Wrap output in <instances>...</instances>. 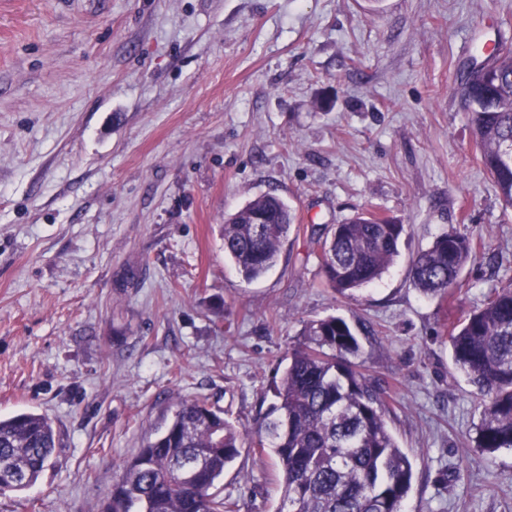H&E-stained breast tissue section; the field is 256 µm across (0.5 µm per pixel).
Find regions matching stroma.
Masks as SVG:
<instances>
[{
  "mask_svg": "<svg viewBox=\"0 0 512 512\" xmlns=\"http://www.w3.org/2000/svg\"><path fill=\"white\" fill-rule=\"evenodd\" d=\"M498 40L512 0H0V416L47 414L58 438L0 512H95L183 399L254 430L305 324L330 315L393 390L405 512H512V449L477 448L447 339L512 284V213L457 94ZM264 194L296 220L249 281L221 226ZM365 210L406 232L345 298L317 240ZM452 231L484 253L450 298L424 297L412 262ZM219 487L236 512H275L280 468L244 447Z\"/></svg>",
  "mask_w": 512,
  "mask_h": 512,
  "instance_id": "obj_1",
  "label": "stroma"
}]
</instances>
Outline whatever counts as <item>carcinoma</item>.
Instances as JSON below:
<instances>
[{"instance_id": "cac0c4a2", "label": "carcinoma", "mask_w": 512, "mask_h": 512, "mask_svg": "<svg viewBox=\"0 0 512 512\" xmlns=\"http://www.w3.org/2000/svg\"><path fill=\"white\" fill-rule=\"evenodd\" d=\"M457 93L471 112L480 161L507 210H512V45L497 42L472 61ZM260 215L266 223H252ZM295 216L279 197L261 195L225 220L224 253L246 280L275 263ZM404 225L361 212L333 224L321 242V267L340 295L378 281L399 254ZM483 242L465 233L437 237L421 251L412 278L427 297L452 295ZM289 352L277 402L250 447L270 453L282 471L276 512H404L413 468L388 428V386L354 362L361 345L351 326L329 316L305 326ZM455 365L481 404L478 447L512 448V286L493 288L482 305L448 331ZM202 399L177 404L155 440L127 460L97 512H235L216 491L244 436ZM57 446L53 421L23 412L0 418V464L18 474L8 492L33 486Z\"/></svg>"}]
</instances>
